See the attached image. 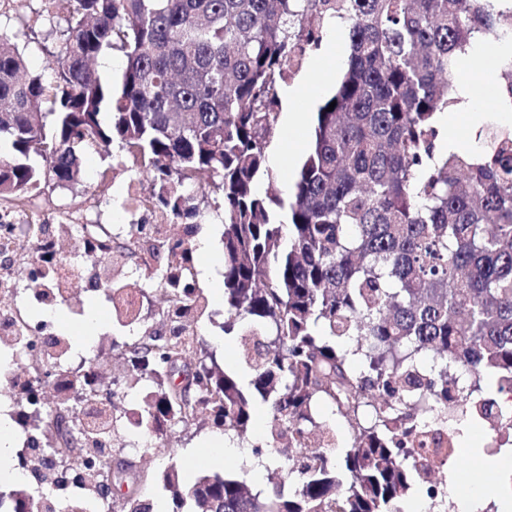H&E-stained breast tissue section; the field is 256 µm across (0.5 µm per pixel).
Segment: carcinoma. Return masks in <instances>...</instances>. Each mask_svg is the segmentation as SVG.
I'll return each instance as SVG.
<instances>
[{
	"instance_id": "1",
	"label": "carcinoma",
	"mask_w": 512,
	"mask_h": 512,
	"mask_svg": "<svg viewBox=\"0 0 512 512\" xmlns=\"http://www.w3.org/2000/svg\"><path fill=\"white\" fill-rule=\"evenodd\" d=\"M55 80L26 71L0 32V205L41 183L78 182L82 155L118 148L150 178L148 202L202 217L221 194L224 335L248 380L221 368L187 329L182 289L168 288L158 327L124 343L105 418L82 400L106 384L96 358L47 397L38 367L19 385L32 433L58 463L51 485L0 490L8 512H89L122 501L151 512L138 490L107 485L86 457L112 448L125 391L148 388L141 423L156 450L176 426L212 417L243 436L256 406L273 445L256 447L285 483L268 492L229 467L183 482L162 474L170 512H407L414 498L448 512L425 448L461 415L512 430V131L482 129L481 151L438 155L437 115L460 99L453 69L479 37L512 42L502 0H69ZM350 24L351 51L318 108L312 145L284 200L268 178L278 90L330 19ZM126 65L105 79L97 61ZM499 109L512 112V55L495 60ZM333 110H328L331 102ZM177 253L151 248L138 270L158 279ZM329 406L351 440L319 421ZM81 490L80 500L59 497Z\"/></svg>"
}]
</instances>
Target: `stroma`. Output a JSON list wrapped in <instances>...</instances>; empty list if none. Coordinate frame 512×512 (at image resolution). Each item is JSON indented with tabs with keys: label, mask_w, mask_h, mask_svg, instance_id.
Returning a JSON list of instances; mask_svg holds the SVG:
<instances>
[{
	"label": "stroma",
	"mask_w": 512,
	"mask_h": 512,
	"mask_svg": "<svg viewBox=\"0 0 512 512\" xmlns=\"http://www.w3.org/2000/svg\"><path fill=\"white\" fill-rule=\"evenodd\" d=\"M68 15L66 0H0V30L9 34L23 49L29 73L40 76L47 84L55 78L57 33L65 27ZM318 106V101L298 99L294 109L306 113L308 123L292 134L284 126H277L270 147L282 150L286 160L283 166H270L272 178L260 180L259 190H266L268 184L273 183L285 193L293 186L295 171L313 137L312 120ZM137 175L136 165L122 158L117 149L106 153L90 150L84 155L81 181L65 188L49 184L40 186L33 191L26 206L5 205L0 207V212L17 221L38 224H55L66 216L88 224H120L126 220L127 213L117 201L122 196L125 182ZM223 323V308H214L212 319L203 322L201 332L226 367L240 376H247L246 365L235 353V340L225 336ZM219 433V428L213 427L210 421L201 420L188 428L175 429L166 440L167 451L153 454L147 452L144 444L129 445L126 430L120 427L116 430L119 445L112 450V461L127 464V477L137 485L143 500L167 506L171 503L170 494L159 482V474L171 462L184 461L191 453L201 450ZM437 477L446 482L454 497L464 493L471 481L493 484L499 479L497 473L483 468L477 458L465 454L440 468Z\"/></svg>",
	"instance_id": "stroma-1"
}]
</instances>
